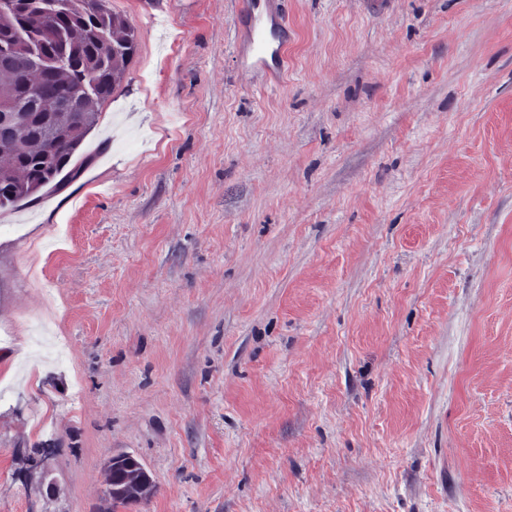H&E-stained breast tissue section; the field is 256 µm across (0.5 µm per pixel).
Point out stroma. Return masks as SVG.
Segmentation results:
<instances>
[{
  "mask_svg": "<svg viewBox=\"0 0 512 512\" xmlns=\"http://www.w3.org/2000/svg\"><path fill=\"white\" fill-rule=\"evenodd\" d=\"M110 0L138 51L0 221V512H512V0ZM49 449L55 496L22 469ZM262 2L241 0L245 24L238 32L236 58L243 70L263 69L269 74L268 84L277 85L287 65L288 23L277 11L268 14ZM115 464H108L106 470L109 478L103 490L105 500L110 504L112 511L129 505L140 504L145 501L132 497L130 493V481L132 477H144L153 481L151 474L145 466L133 455L120 453L112 457ZM112 458L110 461H112Z\"/></svg>",
  "mask_w": 512,
  "mask_h": 512,
  "instance_id": "stroma-1",
  "label": "stroma"
}]
</instances>
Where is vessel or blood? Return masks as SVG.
Returning <instances> with one entry per match:
<instances>
[{
    "label": "vessel or blood",
    "instance_id": "1",
    "mask_svg": "<svg viewBox=\"0 0 512 512\" xmlns=\"http://www.w3.org/2000/svg\"><path fill=\"white\" fill-rule=\"evenodd\" d=\"M245 23L238 34L236 58L246 71L259 68L268 74L267 82L279 84L287 65L288 24L280 13L267 12L263 0H241Z\"/></svg>",
    "mask_w": 512,
    "mask_h": 512
}]
</instances>
